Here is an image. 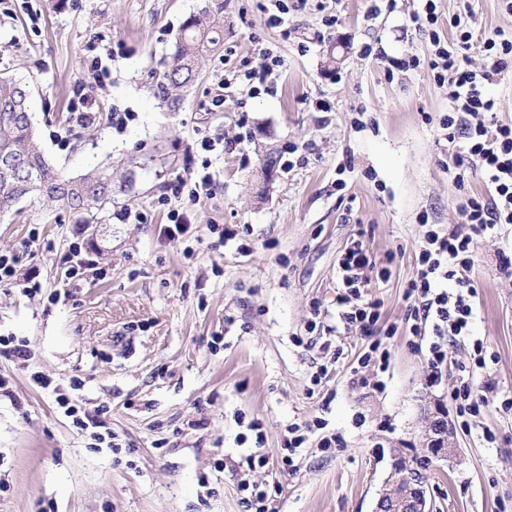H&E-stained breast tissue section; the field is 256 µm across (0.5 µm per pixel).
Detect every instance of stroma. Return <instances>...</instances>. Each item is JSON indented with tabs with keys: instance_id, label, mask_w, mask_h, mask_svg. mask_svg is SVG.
<instances>
[{
	"instance_id": "stroma-1",
	"label": "stroma",
	"mask_w": 512,
	"mask_h": 512,
	"mask_svg": "<svg viewBox=\"0 0 512 512\" xmlns=\"http://www.w3.org/2000/svg\"><path fill=\"white\" fill-rule=\"evenodd\" d=\"M262 2L224 0V47L170 112L153 95L155 77L204 0H0V72L30 83L40 149L70 176L112 166V204L96 226L30 200L0 218V254L20 257L18 284H0V336L30 350L25 362L0 353L10 382L0 391V512H243L244 479L279 512H373L393 449L419 454L431 412L455 420L450 394L459 368L474 364L476 339L490 404L471 431L456 430L459 461L432 467L433 512H512V409L501 406L512 399V278L498 263L512 224L476 244L473 339L449 344L441 378L429 382L425 351L409 344L403 294L425 232L419 217L462 223L461 200L483 188L478 173L454 178L456 149L440 127L448 89L426 65L428 32L410 20L418 2L304 0L287 15L289 38ZM436 5L442 39L455 18L478 36L512 35L504 0ZM334 41L344 60L330 71ZM271 54L281 59L273 90L234 85L213 106L225 68H259ZM393 58L420 65L393 71ZM96 67L106 76L86 128L75 112ZM116 112L133 115L120 132ZM206 175L215 188L199 200L168 188ZM173 210L191 224L177 241L163 233ZM212 224L235 239L219 243ZM357 233L387 272L370 292L398 328L381 392L348 384L363 347L355 333H331L326 351L297 342L313 307L335 325L337 260ZM324 363L331 371L314 384ZM60 391L88 416L108 407L104 430L119 448L73 427ZM318 418L343 447L299 455L297 472H283L288 425ZM254 419L270 463L250 470Z\"/></svg>"
}]
</instances>
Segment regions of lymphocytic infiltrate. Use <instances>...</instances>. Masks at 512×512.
Here are the masks:
<instances>
[{
    "label": "lymphocytic infiltrate",
    "instance_id": "1",
    "mask_svg": "<svg viewBox=\"0 0 512 512\" xmlns=\"http://www.w3.org/2000/svg\"><path fill=\"white\" fill-rule=\"evenodd\" d=\"M479 46L484 57L473 68L468 52ZM427 66L435 79L448 88V113L442 120L449 143L455 144L456 180L468 169L479 172L486 185L481 194L466 196L460 208L463 223L442 227L429 225L416 253V272L405 289L407 319L413 338L426 341L430 381H437L448 360L444 342L469 339L476 293L469 273L478 261L475 243L499 224H512V125L496 120V101L486 92L488 84L512 72V39L493 34L475 41L467 27H457L453 42L434 39ZM339 287L336 317L343 328L364 337L366 346L351 370L354 388L384 391V375L391 353L384 341L397 333L396 327H381L380 299L367 293L376 263L360 238L351 239L338 262ZM470 340V339H469ZM473 373L459 375L453 407L463 427H470L488 406ZM315 442L318 451L341 447L336 434L316 433L311 422L291 424L281 452L285 469H293L299 448Z\"/></svg>",
    "mask_w": 512,
    "mask_h": 512
}]
</instances>
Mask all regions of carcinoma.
Returning a JSON list of instances; mask_svg holds the SVG:
<instances>
[{
  "mask_svg": "<svg viewBox=\"0 0 512 512\" xmlns=\"http://www.w3.org/2000/svg\"><path fill=\"white\" fill-rule=\"evenodd\" d=\"M224 4H205L179 29L175 52L156 77L154 95L160 105L174 111L180 92L197 80L202 60L224 47ZM27 83L0 76V151L10 154L23 173L33 180L34 190L10 170H0V216L20 201L43 198L66 210L102 209L112 204V172L97 168L68 177L44 155L36 143V132L28 110Z\"/></svg>",
  "mask_w": 512,
  "mask_h": 512,
  "instance_id": "obj_1",
  "label": "carcinoma"
}]
</instances>
